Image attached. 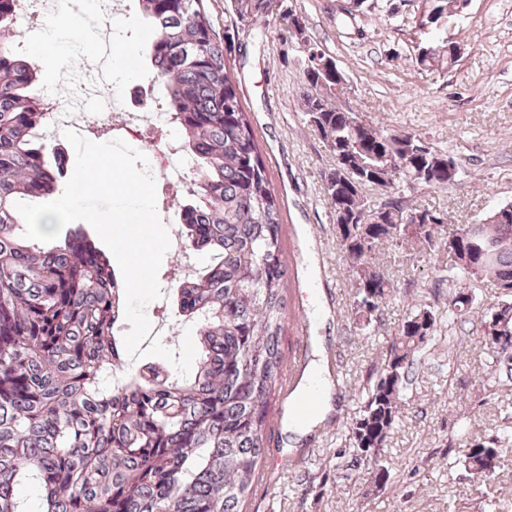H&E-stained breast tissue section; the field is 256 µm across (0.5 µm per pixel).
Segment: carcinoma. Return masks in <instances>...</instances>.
<instances>
[{"mask_svg":"<svg viewBox=\"0 0 512 512\" xmlns=\"http://www.w3.org/2000/svg\"><path fill=\"white\" fill-rule=\"evenodd\" d=\"M236 2L238 13L265 27L287 19L279 0ZM139 7L149 25L154 82L195 161L187 243L214 259L176 288L178 311L199 336L197 369L181 377L149 365L116 388L108 385L126 369L116 335L124 285L83 234L49 243L23 236L15 204L52 194L61 162L34 137L44 116L38 71L0 40V512H243L264 464L286 363L281 202L202 0H139ZM295 37L307 51L303 112L334 159L325 194L354 291L355 335L371 339V325L395 298L375 260L382 245L436 256L452 234L458 260L449 257L439 269L469 282L443 310L427 303L406 308L360 390L336 466L373 469L384 486L390 472L382 451L406 409L418 355L438 327L467 311L472 285L512 288V204L454 228L430 206L368 199L369 188L449 183L450 154L419 152V135L390 132L336 106V76L313 63L317 44L302 28ZM415 63L450 66L447 43L426 48ZM481 328L482 348L506 386L512 300L490 306ZM465 448L463 466L485 482L512 450V428ZM21 484L35 497L21 496Z\"/></svg>","mask_w":512,"mask_h":512,"instance_id":"1","label":"carcinoma"}]
</instances>
